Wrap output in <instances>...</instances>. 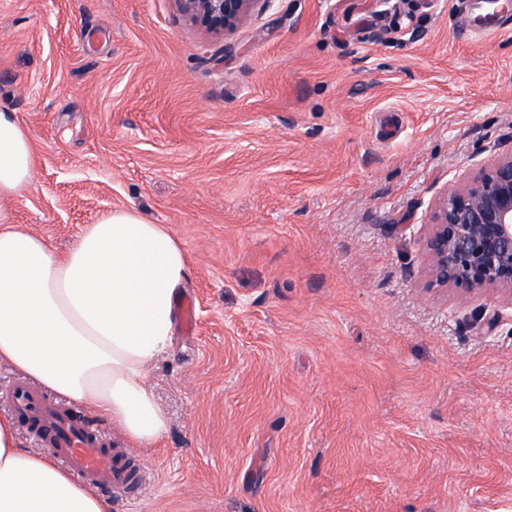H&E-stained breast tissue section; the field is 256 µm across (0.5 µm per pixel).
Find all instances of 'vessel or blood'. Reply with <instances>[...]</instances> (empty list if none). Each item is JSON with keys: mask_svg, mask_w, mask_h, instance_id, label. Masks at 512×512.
Wrapping results in <instances>:
<instances>
[{"mask_svg": "<svg viewBox=\"0 0 512 512\" xmlns=\"http://www.w3.org/2000/svg\"><path fill=\"white\" fill-rule=\"evenodd\" d=\"M473 9L477 17L473 34L486 36L506 28L503 18L486 23V16L495 12L492 0H475ZM8 400L31 437L48 448L78 480L103 490L122 492L139 481V474L124 454L113 450L102 430L79 419L73 410L57 406L21 382L11 386Z\"/></svg>", "mask_w": 512, "mask_h": 512, "instance_id": "b4317fda", "label": "vessel or blood"}]
</instances>
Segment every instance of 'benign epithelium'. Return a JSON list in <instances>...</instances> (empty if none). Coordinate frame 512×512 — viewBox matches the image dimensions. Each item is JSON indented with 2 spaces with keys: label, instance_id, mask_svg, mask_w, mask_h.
<instances>
[{
  "label": "benign epithelium",
  "instance_id": "1",
  "mask_svg": "<svg viewBox=\"0 0 512 512\" xmlns=\"http://www.w3.org/2000/svg\"><path fill=\"white\" fill-rule=\"evenodd\" d=\"M183 14L215 34L234 32L271 0H178ZM427 292L492 290L512 306V152L446 191L423 238Z\"/></svg>",
  "mask_w": 512,
  "mask_h": 512
}]
</instances>
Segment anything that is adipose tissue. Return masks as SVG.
<instances>
[{
  "mask_svg": "<svg viewBox=\"0 0 512 512\" xmlns=\"http://www.w3.org/2000/svg\"><path fill=\"white\" fill-rule=\"evenodd\" d=\"M35 167L31 137L0 113V366L81 405L131 445L153 443L167 418L148 368L172 339L185 253L163 225L120 209L56 257L1 207ZM0 512H112V503L48 453L22 448L13 420L0 416Z\"/></svg>",
  "mask_w": 512,
  "mask_h": 512,
  "instance_id": "1",
  "label": "adipose tissue"
}]
</instances>
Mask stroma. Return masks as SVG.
Here are the masks:
<instances>
[{
	"mask_svg": "<svg viewBox=\"0 0 512 512\" xmlns=\"http://www.w3.org/2000/svg\"><path fill=\"white\" fill-rule=\"evenodd\" d=\"M468 0H274L227 36L177 0H0L4 202L57 256L133 208L182 244L149 369L168 429L112 512H512V306L423 289L447 187L512 151V28ZM473 4V9L475 11V22L476 25L472 29L468 30V33L470 35H489L492 33H495L497 31H500L502 29H505L506 26L509 24L508 19H503L497 17L494 23L487 24L481 21L479 18L486 17L488 15H492L495 13V8L493 3L491 2H475L470 1ZM35 167L31 137L17 121L0 113V205L30 185Z\"/></svg>",
	"mask_w": 512,
	"mask_h": 512,
	"instance_id": "35a3bbf8",
	"label": "stroma"
}]
</instances>
